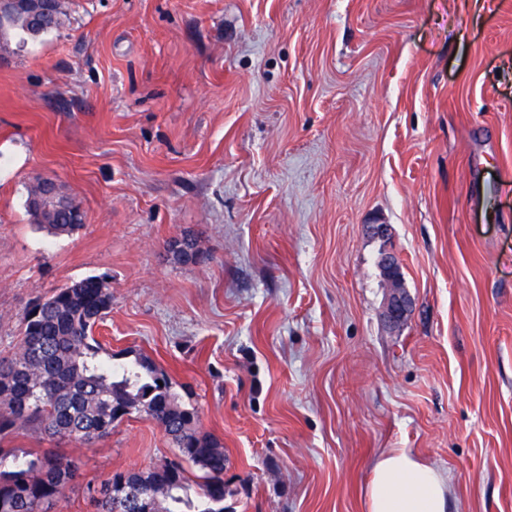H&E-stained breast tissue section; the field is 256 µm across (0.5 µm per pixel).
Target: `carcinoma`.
I'll return each mask as SVG.
<instances>
[{
  "mask_svg": "<svg viewBox=\"0 0 512 512\" xmlns=\"http://www.w3.org/2000/svg\"><path fill=\"white\" fill-rule=\"evenodd\" d=\"M34 22L18 14L0 25V44L19 37L35 39ZM84 214L73 198L47 216L57 235L78 230ZM177 261L205 257L187 235ZM112 307V289L89 277L57 289L21 317L17 351L0 360V512H49L77 483L79 466L62 455L28 452L18 456L3 441L29 427L91 447L112 433V426L133 412L155 420L175 443L179 459L137 472L116 473L101 484L102 512H134L139 490L154 486L159 499L150 512H224V448L199 431L198 412L186 407L167 375L145 356L129 362L104 359L95 327ZM203 471L192 490L183 463Z\"/></svg>",
  "mask_w": 512,
  "mask_h": 512,
  "instance_id": "cac0c4a2",
  "label": "carcinoma"
}]
</instances>
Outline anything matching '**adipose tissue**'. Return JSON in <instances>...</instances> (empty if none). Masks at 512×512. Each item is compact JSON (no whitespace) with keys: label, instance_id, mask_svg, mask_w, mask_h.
Returning a JSON list of instances; mask_svg holds the SVG:
<instances>
[{"label":"adipose tissue","instance_id":"obj_1","mask_svg":"<svg viewBox=\"0 0 512 512\" xmlns=\"http://www.w3.org/2000/svg\"><path fill=\"white\" fill-rule=\"evenodd\" d=\"M447 475L402 448L381 450L363 490L365 512H449Z\"/></svg>","mask_w":512,"mask_h":512}]
</instances>
